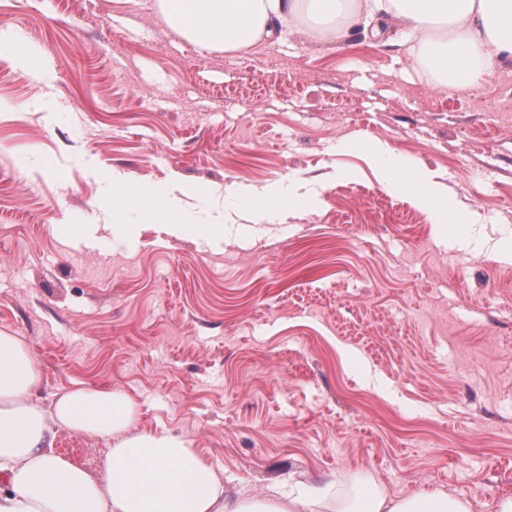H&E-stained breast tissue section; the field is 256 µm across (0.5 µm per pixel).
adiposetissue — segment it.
I'll list each match as a JSON object with an SVG mask.
<instances>
[{
	"instance_id": "1",
	"label": "adipose tissue",
	"mask_w": 512,
	"mask_h": 512,
	"mask_svg": "<svg viewBox=\"0 0 512 512\" xmlns=\"http://www.w3.org/2000/svg\"><path fill=\"white\" fill-rule=\"evenodd\" d=\"M166 23L206 50L237 51L293 20L346 40L381 17L403 27L409 52L437 86L466 89L512 65V0H159ZM387 186L402 187L434 223L469 217L400 161L381 166ZM114 231L155 220L177 226L181 212L154 188L111 185ZM44 373L29 344L0 331V512H319L336 492L328 480L298 495L258 502L224 493L221 473L190 438L139 428V403L118 388H75L44 401ZM103 439L107 450L89 471L52 452L58 431ZM336 512H471L439 490L397 500L378 491L363 506L337 501Z\"/></svg>"
}]
</instances>
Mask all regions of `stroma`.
I'll return each instance as SVG.
<instances>
[{
	"label": "stroma",
	"mask_w": 512,
	"mask_h": 512,
	"mask_svg": "<svg viewBox=\"0 0 512 512\" xmlns=\"http://www.w3.org/2000/svg\"><path fill=\"white\" fill-rule=\"evenodd\" d=\"M1 30L46 59L0 64V330L48 393L127 391L140 427L189 436L231 494L512 496V67L435 86L396 28L385 46L209 52L157 0H0ZM362 141L473 223H431ZM111 179L178 201L183 232L142 224L118 246ZM258 190L300 203L243 210ZM66 449L92 471L106 445L62 431Z\"/></svg>",
	"instance_id": "35a3bbf8"
}]
</instances>
